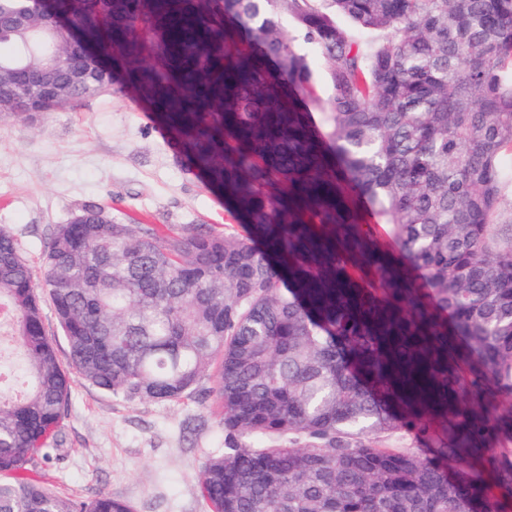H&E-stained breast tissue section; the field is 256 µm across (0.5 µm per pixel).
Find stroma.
Here are the masks:
<instances>
[{
    "label": "stroma",
    "instance_id": "obj_1",
    "mask_svg": "<svg viewBox=\"0 0 512 512\" xmlns=\"http://www.w3.org/2000/svg\"><path fill=\"white\" fill-rule=\"evenodd\" d=\"M89 203L128 224L241 228L128 95L108 91L26 121L0 118V227L14 234L36 277L52 225ZM191 418L204 428L182 436ZM63 436L57 459H33L31 475L84 501L112 494L135 512H204L197 475L224 446L215 413L198 399L129 401L78 381Z\"/></svg>",
    "mask_w": 512,
    "mask_h": 512
}]
</instances>
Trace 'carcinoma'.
<instances>
[{"instance_id": "carcinoma-1", "label": "carcinoma", "mask_w": 512, "mask_h": 512, "mask_svg": "<svg viewBox=\"0 0 512 512\" xmlns=\"http://www.w3.org/2000/svg\"><path fill=\"white\" fill-rule=\"evenodd\" d=\"M0 72L20 121L131 89L244 227L88 204L41 287L0 228V332L29 377L7 393L0 366V512H134L26 474L63 446L76 378L213 399L207 512H506L512 0H0Z\"/></svg>"}]
</instances>
